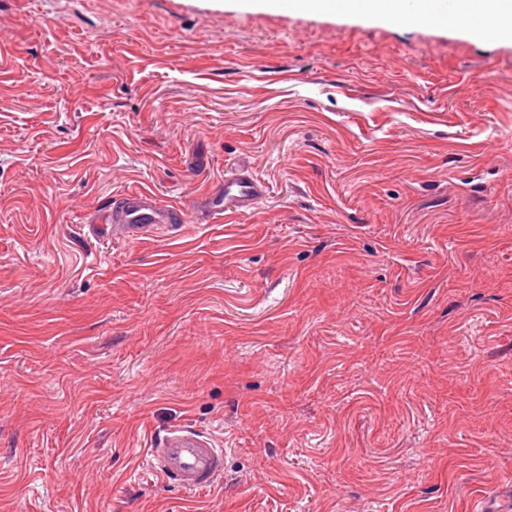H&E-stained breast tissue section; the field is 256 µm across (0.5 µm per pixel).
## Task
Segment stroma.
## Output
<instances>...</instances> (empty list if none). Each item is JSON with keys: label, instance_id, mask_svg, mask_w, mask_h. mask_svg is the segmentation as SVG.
<instances>
[{"label": "stroma", "instance_id": "obj_1", "mask_svg": "<svg viewBox=\"0 0 512 512\" xmlns=\"http://www.w3.org/2000/svg\"><path fill=\"white\" fill-rule=\"evenodd\" d=\"M266 196L130 240L125 192ZM224 450L163 484L152 440ZM512 495V39L278 0H0V512ZM265 188L247 170L224 178L220 189L205 197L204 205L209 210H217L225 203L233 205L238 212L252 211L262 200ZM148 465L160 480L184 490L211 486L222 468L224 450L192 428L168 432L148 449Z\"/></svg>", "mask_w": 512, "mask_h": 512}]
</instances>
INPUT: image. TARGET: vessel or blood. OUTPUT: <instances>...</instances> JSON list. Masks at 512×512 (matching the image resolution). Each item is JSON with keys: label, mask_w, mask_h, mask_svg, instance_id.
I'll return each instance as SVG.
<instances>
[{"label": "vessel or blood", "mask_w": 512, "mask_h": 512, "mask_svg": "<svg viewBox=\"0 0 512 512\" xmlns=\"http://www.w3.org/2000/svg\"><path fill=\"white\" fill-rule=\"evenodd\" d=\"M264 194L263 184L242 170L225 178L218 191L205 197L204 205L217 210L228 203L237 211L247 212L257 207ZM196 218L192 209L164 204L152 191L140 189L115 199L102 216L92 220L91 228L102 231L116 224L129 239L138 240L176 232ZM223 458V449L191 428L168 432L148 451L149 468L160 480L189 491L211 486Z\"/></svg>", "instance_id": "1"}]
</instances>
